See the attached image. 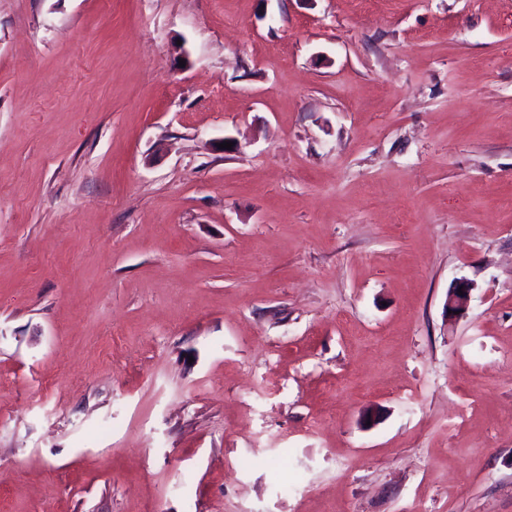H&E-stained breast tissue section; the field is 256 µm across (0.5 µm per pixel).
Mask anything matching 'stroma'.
Here are the masks:
<instances>
[{
  "label": "stroma",
  "instance_id": "obj_1",
  "mask_svg": "<svg viewBox=\"0 0 512 512\" xmlns=\"http://www.w3.org/2000/svg\"><path fill=\"white\" fill-rule=\"evenodd\" d=\"M0 512H512V0H0ZM471 289L472 284L467 280H458L450 288L446 308L448 319L459 317L465 312ZM459 290L463 291V295H459ZM448 310H451V314H448Z\"/></svg>",
  "mask_w": 512,
  "mask_h": 512
}]
</instances>
